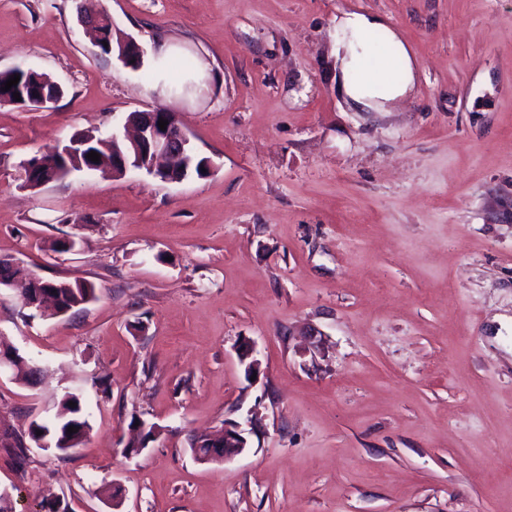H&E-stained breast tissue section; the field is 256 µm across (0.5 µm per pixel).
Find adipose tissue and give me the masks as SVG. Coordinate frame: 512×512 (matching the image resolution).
I'll use <instances>...</instances> for the list:
<instances>
[{"instance_id":"adipose-tissue-1","label":"adipose tissue","mask_w":512,"mask_h":512,"mask_svg":"<svg viewBox=\"0 0 512 512\" xmlns=\"http://www.w3.org/2000/svg\"><path fill=\"white\" fill-rule=\"evenodd\" d=\"M330 55L335 63L336 91L349 108L384 112L414 87L417 63L379 15H337Z\"/></svg>"}]
</instances>
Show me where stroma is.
<instances>
[{"instance_id":"stroma-1","label":"stroma","mask_w":512,"mask_h":512,"mask_svg":"<svg viewBox=\"0 0 512 512\" xmlns=\"http://www.w3.org/2000/svg\"><path fill=\"white\" fill-rule=\"evenodd\" d=\"M92 9L207 62L206 88L170 96L100 54ZM352 11L417 62L391 111L336 94L328 32ZM14 67L65 93L0 105V257L96 287L60 317L0 288V344L41 365L0 375V434L74 388L91 424L64 456L0 447L14 512H512V0H0ZM159 108L205 176L21 187L35 154ZM252 417L243 454L194 460L192 435ZM135 419L163 432L130 456Z\"/></svg>"}]
</instances>
